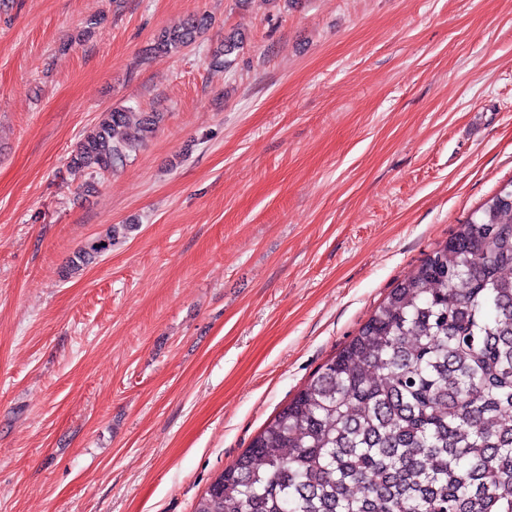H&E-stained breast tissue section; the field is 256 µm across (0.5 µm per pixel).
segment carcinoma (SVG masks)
<instances>
[{
    "label": "carcinoma",
    "mask_w": 512,
    "mask_h": 512,
    "mask_svg": "<svg viewBox=\"0 0 512 512\" xmlns=\"http://www.w3.org/2000/svg\"><path fill=\"white\" fill-rule=\"evenodd\" d=\"M205 24L161 29L152 52ZM243 45L224 34L211 62ZM162 118L105 113L69 168L112 170ZM194 512H512V181L404 275Z\"/></svg>",
    "instance_id": "obj_1"
}]
</instances>
